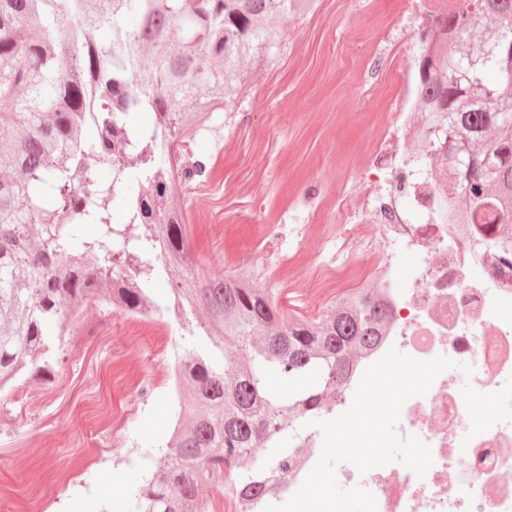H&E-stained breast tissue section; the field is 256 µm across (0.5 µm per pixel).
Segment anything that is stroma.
<instances>
[{
    "label": "stroma",
    "instance_id": "stroma-1",
    "mask_svg": "<svg viewBox=\"0 0 512 512\" xmlns=\"http://www.w3.org/2000/svg\"><path fill=\"white\" fill-rule=\"evenodd\" d=\"M404 0H317L313 13L285 28L286 53L254 81L238 111L219 113L194 153L211 156L208 213L185 201L197 257L217 273L270 288L279 305L304 317L324 314L348 292L312 297L304 277L328 258L335 220L310 226L299 252L258 271L240 267L246 246H259L316 187L325 207L359 193L374 139L393 128L386 100L401 103L424 26L404 14ZM386 46L376 84L363 75ZM172 314L129 316L99 302L84 307L56 348L50 367L34 366L0 394V489L6 512H131L132 494L155 468L170 438L176 403L168 371L184 355Z\"/></svg>",
    "mask_w": 512,
    "mask_h": 512
}]
</instances>
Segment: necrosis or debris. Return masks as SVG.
I'll list each match as a JSON object with an SVG mask.
<instances>
[{"mask_svg":"<svg viewBox=\"0 0 512 512\" xmlns=\"http://www.w3.org/2000/svg\"><path fill=\"white\" fill-rule=\"evenodd\" d=\"M418 98L416 84L407 83L396 114L399 150L381 139L372 147V167L387 171L386 181L368 179L363 194L337 198L343 232L336 256L303 283L310 291L338 287L344 278L356 286L381 282L390 315L361 370L337 391L329 420L351 406L362 369L392 348L418 360L444 356L469 365L472 387L485 394L512 377V267L501 262L493 231L466 234L445 221L446 199L410 162L422 132L411 113ZM377 236L382 244L376 248ZM357 246L375 249L370 266L351 260ZM470 428L460 389L440 374L425 395L405 402L396 426L400 437L414 435L429 445L425 476L398 462L364 474L344 462L336 468L338 483L370 491L377 512H512V421L475 436Z\"/></svg>","mask_w":512,"mask_h":512,"instance_id":"4bbe7bcc","label":"necrosis or debris"}]
</instances>
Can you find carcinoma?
<instances>
[{"label":"carcinoma","mask_w":512,"mask_h":512,"mask_svg":"<svg viewBox=\"0 0 512 512\" xmlns=\"http://www.w3.org/2000/svg\"><path fill=\"white\" fill-rule=\"evenodd\" d=\"M314 4L0 0V389L29 361L50 365L90 301L174 309L190 344L176 366L179 411L135 512H209L207 480H223L234 499L271 486L287 494L288 468L312 440L307 423L387 323L375 286L303 318L272 289L212 272L191 253L183 203L163 173L206 180L208 158L183 162V137L209 130L285 50L275 21ZM467 5L443 18L444 42L415 59L424 134L413 153L460 229L495 225L511 262L512 125L501 110L512 109V0ZM145 112L150 126L138 123ZM456 131L471 158L461 172L443 151ZM98 166L112 168V182L99 181ZM161 279L171 306L154 295ZM271 376L288 392H270Z\"/></svg>","instance_id":"carcinoma-1"}]
</instances>
